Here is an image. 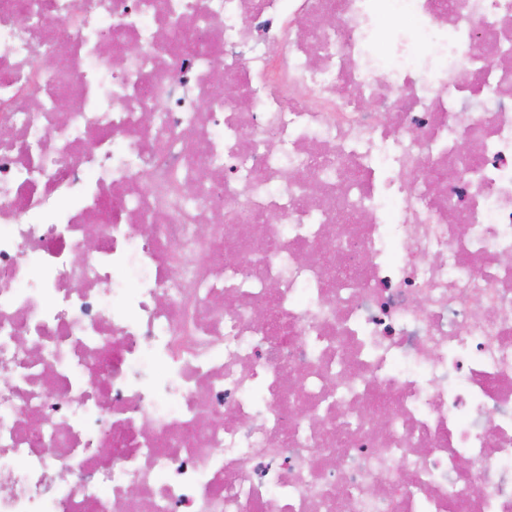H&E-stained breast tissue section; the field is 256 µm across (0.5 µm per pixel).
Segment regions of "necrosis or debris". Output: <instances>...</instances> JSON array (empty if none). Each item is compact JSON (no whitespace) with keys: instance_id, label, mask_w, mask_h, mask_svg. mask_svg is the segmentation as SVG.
Returning <instances> with one entry per match:
<instances>
[{"instance_id":"obj_1","label":"necrosis or debris","mask_w":512,"mask_h":512,"mask_svg":"<svg viewBox=\"0 0 512 512\" xmlns=\"http://www.w3.org/2000/svg\"><path fill=\"white\" fill-rule=\"evenodd\" d=\"M0 512H512V0H0Z\"/></svg>"}]
</instances>
